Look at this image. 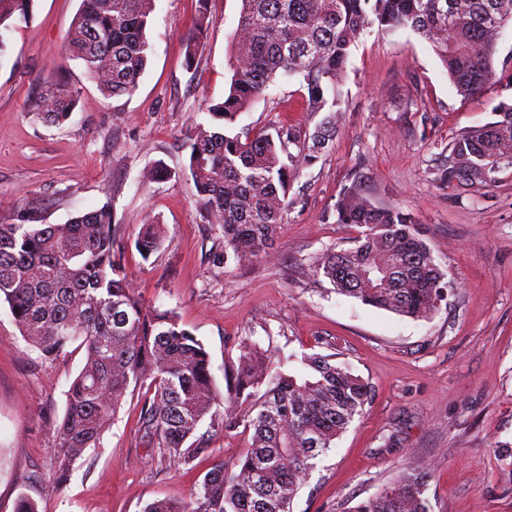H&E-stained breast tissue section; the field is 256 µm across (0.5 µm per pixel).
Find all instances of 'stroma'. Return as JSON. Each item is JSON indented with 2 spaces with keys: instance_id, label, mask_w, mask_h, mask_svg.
<instances>
[{
  "instance_id": "35a3bbf8",
  "label": "stroma",
  "mask_w": 512,
  "mask_h": 512,
  "mask_svg": "<svg viewBox=\"0 0 512 512\" xmlns=\"http://www.w3.org/2000/svg\"><path fill=\"white\" fill-rule=\"evenodd\" d=\"M81 0H34L31 20L10 34L0 60V224L21 206L40 223L65 224L109 206L121 262L136 296L174 310L205 345L218 390L247 339L275 356L335 355L365 380L372 401L323 456L294 512H351L408 466L431 470L433 512H512V175L476 191L437 184L432 170L459 132L496 119L512 82L457 95L430 45L408 29L370 32L350 49L342 119L325 155L295 182L294 203L269 254L216 263L219 224L188 171L186 133L207 122L204 103L230 81L229 35L240 0H208L210 24L193 65L185 46L199 0H156L147 28L149 64L133 94L104 97L64 37ZM78 90L68 122L36 120L37 93L52 66ZM288 121L314 130L299 79L271 85L232 131ZM171 173L150 178L155 164ZM378 204L411 212L447 272V298L412 319L334 292L314 261L353 247L335 204L353 177ZM168 227L162 250L142 258L141 224ZM82 350L42 359L0 304V512L26 494L39 512H143L163 498L188 500L220 460L244 452L248 432L221 431L209 416L190 442L193 462L175 466L139 443L140 392L127 395L70 482L47 494L53 435Z\"/></svg>"
}]
</instances>
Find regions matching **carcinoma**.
<instances>
[{"mask_svg": "<svg viewBox=\"0 0 512 512\" xmlns=\"http://www.w3.org/2000/svg\"><path fill=\"white\" fill-rule=\"evenodd\" d=\"M231 34L228 93L210 101V124L188 133V170L205 207L224 233L221 262L269 253L287 211L288 195L304 170L333 141L341 85L351 46L367 29L381 34L409 28L422 35L458 95L480 93L497 74L512 79V60L495 69L500 36L512 21V0H240ZM32 0H0V58L9 35L28 22ZM155 0H82L67 34V50L105 96L132 94L150 55L146 30ZM208 26L201 15L186 45L194 62ZM303 78L307 110L324 112L314 132L273 124L255 133L226 126L250 109L279 77ZM77 89L47 77L36 118L66 122ZM499 120L466 129L448 142L435 179L450 187L485 189L512 171V104L495 108ZM337 223L362 228L355 246L325 254L314 266L338 293L413 319L432 315L448 283L413 215L377 205L355 179L336 201ZM166 225H142L135 248L143 259L162 250ZM112 210L80 213L67 224H0V303L21 335L46 359L71 346L85 363L67 391L54 431L52 485H67L72 468L95 446L131 389L143 391L140 444L174 465H187V446L216 404L217 390L204 344L170 310L139 299L116 260ZM226 379L224 418L230 433L252 431L249 448L216 464L184 504L156 500L143 512H293L320 456L333 447L371 401V388L333 355L279 360L248 340ZM430 469L409 467L352 512H432L426 496Z\"/></svg>", "mask_w": 512, "mask_h": 512, "instance_id": "cac0c4a2", "label": "carcinoma"}]
</instances>
